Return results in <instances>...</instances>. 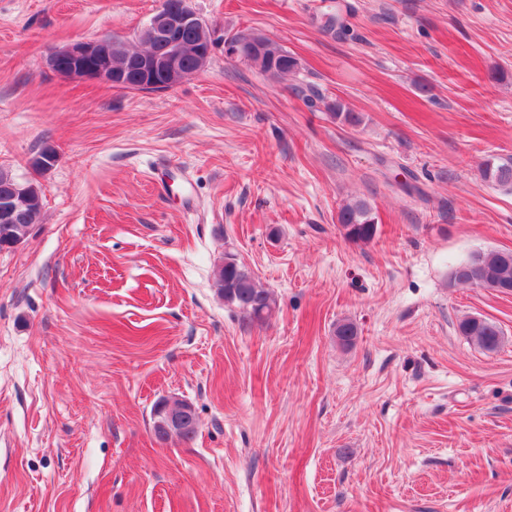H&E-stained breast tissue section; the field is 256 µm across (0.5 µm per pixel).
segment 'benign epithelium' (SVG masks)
Wrapping results in <instances>:
<instances>
[{
    "label": "benign epithelium",
    "mask_w": 512,
    "mask_h": 512,
    "mask_svg": "<svg viewBox=\"0 0 512 512\" xmlns=\"http://www.w3.org/2000/svg\"><path fill=\"white\" fill-rule=\"evenodd\" d=\"M196 27L200 39L192 50L194 65L188 69L183 65L184 48L181 33L188 27ZM140 34L168 43L167 53H154L141 57L139 74L130 80L127 72L112 65V57L120 54L125 42L118 38L101 37L75 40L53 50L48 56L49 67L69 80L96 81L117 88L134 87L148 91L155 87L171 89L180 82L200 73L209 63L214 49V28L182 7H172L162 2L158 10L144 25ZM224 54L229 59L247 61L253 50L242 43L223 39ZM30 187L16 189L10 197L0 200V223L10 224L29 197ZM190 404L183 400L162 399L159 401V429L169 435H180L197 426L189 412Z\"/></svg>",
    "instance_id": "obj_1"
}]
</instances>
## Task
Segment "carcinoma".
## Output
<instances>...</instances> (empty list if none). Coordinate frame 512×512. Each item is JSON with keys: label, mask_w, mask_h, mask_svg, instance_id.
I'll use <instances>...</instances> for the list:
<instances>
[{"label": "carcinoma", "mask_w": 512, "mask_h": 512, "mask_svg": "<svg viewBox=\"0 0 512 512\" xmlns=\"http://www.w3.org/2000/svg\"><path fill=\"white\" fill-rule=\"evenodd\" d=\"M250 65L266 73L286 75L297 68V61L278 43L268 39L263 53L255 56ZM332 114L341 123H360L359 116L339 101L332 106ZM484 177L504 189H512V163L495 165L489 162L484 169ZM41 212V194L36 193L14 223H0V244L9 237L25 234L39 223ZM338 223L343 236L352 242L367 243L377 234L372 209L365 200H357L342 208ZM492 273L506 277L512 288V251H486L473 262L467 259L459 263L451 272V282L472 286ZM215 276L217 292L224 303L239 309L249 323H264L272 315L276 305L273 295L257 284L253 272L238 260L236 254L224 252ZM458 331L485 352H494L502 344L501 330L486 319L478 322L465 317L459 322ZM357 335L358 328L354 322L343 319L336 323L335 336L340 345L351 346Z\"/></svg>", "instance_id": "cac0c4a2"}]
</instances>
